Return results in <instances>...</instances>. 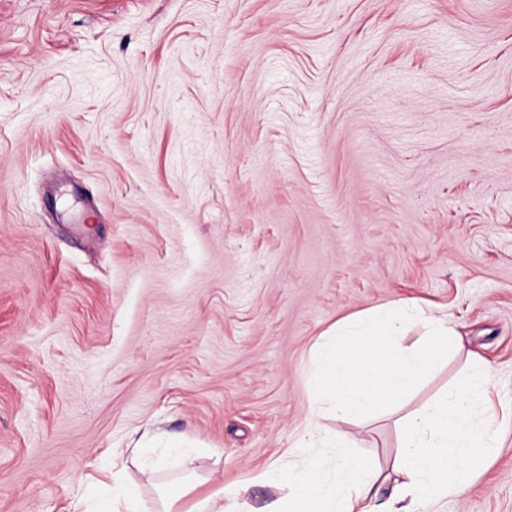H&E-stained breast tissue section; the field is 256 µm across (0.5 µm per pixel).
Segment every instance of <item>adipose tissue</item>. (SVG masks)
<instances>
[{
	"label": "adipose tissue",
	"instance_id": "adipose-tissue-1",
	"mask_svg": "<svg viewBox=\"0 0 512 512\" xmlns=\"http://www.w3.org/2000/svg\"><path fill=\"white\" fill-rule=\"evenodd\" d=\"M490 375L474 365L462 389L410 417L401 433L404 450L400 481L387 497L374 488L379 476L354 459L340 458L332 475L320 466L302 469L274 466L262 473L265 482L288 484L287 503L272 501L262 512H422L428 498L462 495L495 448L484 428Z\"/></svg>",
	"mask_w": 512,
	"mask_h": 512
}]
</instances>
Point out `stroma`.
<instances>
[{"label": "stroma", "mask_w": 512, "mask_h": 512, "mask_svg": "<svg viewBox=\"0 0 512 512\" xmlns=\"http://www.w3.org/2000/svg\"><path fill=\"white\" fill-rule=\"evenodd\" d=\"M397 301L464 352L321 436L391 473L477 358L500 446L424 512H512V0H0V512H259L314 344Z\"/></svg>", "instance_id": "obj_1"}]
</instances>
